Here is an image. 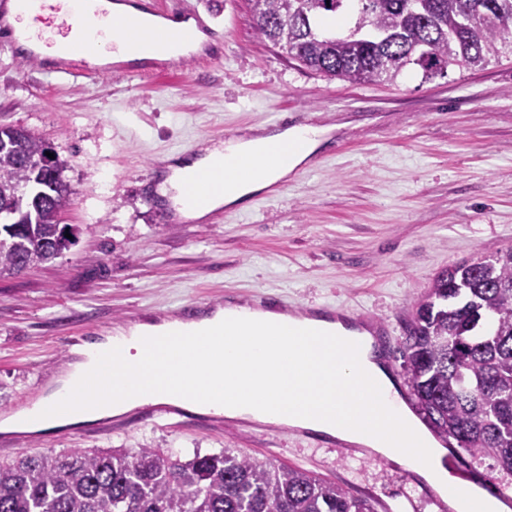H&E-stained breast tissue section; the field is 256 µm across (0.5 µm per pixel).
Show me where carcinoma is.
I'll return each instance as SVG.
<instances>
[{
  "label": "carcinoma",
  "mask_w": 512,
  "mask_h": 512,
  "mask_svg": "<svg viewBox=\"0 0 512 512\" xmlns=\"http://www.w3.org/2000/svg\"><path fill=\"white\" fill-rule=\"evenodd\" d=\"M258 34L330 79L393 82L473 69L512 53V0H359L345 35L325 28L349 0H252ZM22 128L0 125V277L47 264L72 245L59 223L67 161ZM403 370L435 437L512 473V250L463 261L415 304ZM0 512H374L344 486L228 450L184 460L72 448L0 461Z\"/></svg>",
  "instance_id": "carcinoma-1"
}]
</instances>
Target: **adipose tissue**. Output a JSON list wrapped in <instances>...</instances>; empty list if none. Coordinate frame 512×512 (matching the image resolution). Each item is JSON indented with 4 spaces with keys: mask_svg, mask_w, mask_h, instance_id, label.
<instances>
[{
    "mask_svg": "<svg viewBox=\"0 0 512 512\" xmlns=\"http://www.w3.org/2000/svg\"><path fill=\"white\" fill-rule=\"evenodd\" d=\"M70 37L54 36L49 56L62 54L69 39L88 36L103 59H168L203 50L206 34L192 22H162L127 0H74ZM190 32L187 40L175 39ZM328 126L259 128L204 147L189 158L163 159L156 192L184 220L236 207L291 174L319 151ZM225 166L231 177L205 187L206 206L186 191L194 173ZM183 335L178 351L165 339ZM75 359L28 407L0 416V431H47L121 415L143 401L136 385L151 381L159 399L186 394L205 409L224 402V414L264 424L290 426L362 443L414 467L456 512H497L493 499L460 485L441 465L434 441L420 431L373 348V338L345 318L333 321L229 305L191 323L152 318L117 328L75 346Z\"/></svg>",
    "mask_w": 512,
    "mask_h": 512,
    "instance_id": "ef3b65f1",
    "label": "adipose tissue"
}]
</instances>
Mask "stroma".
<instances>
[{
    "label": "stroma",
    "mask_w": 512,
    "mask_h": 512,
    "mask_svg": "<svg viewBox=\"0 0 512 512\" xmlns=\"http://www.w3.org/2000/svg\"><path fill=\"white\" fill-rule=\"evenodd\" d=\"M195 11L224 34L217 57L156 72L139 64L96 78L47 73L0 36V124L25 128L67 160L73 194L61 221L74 245L52 263L0 278V414L36 399L69 357L130 316H163L222 296L269 294L299 313L325 307L388 324L399 347L415 302L456 262L512 249V57L476 70L393 83L327 79L280 56L253 24L250 0H157ZM313 113L339 125L319 155L271 194L204 220L173 221L156 197L158 160L249 127ZM85 423L30 436L20 452L137 450L189 458L224 449L302 468L369 499L375 512H435V490L377 454L236 421Z\"/></svg>",
    "instance_id": "1"
}]
</instances>
